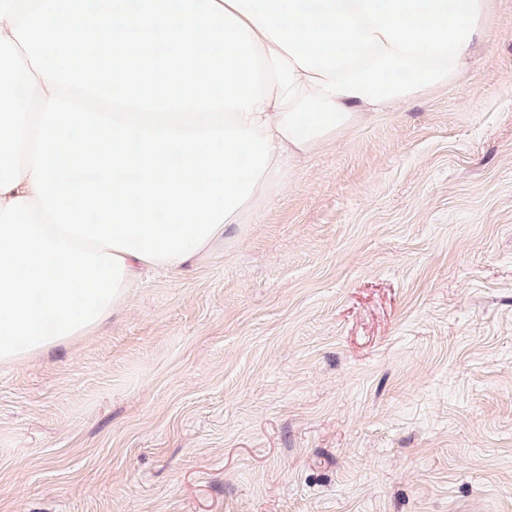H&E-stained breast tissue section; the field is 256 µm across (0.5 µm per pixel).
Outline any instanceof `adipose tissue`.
I'll use <instances>...</instances> for the list:
<instances>
[{
    "mask_svg": "<svg viewBox=\"0 0 512 512\" xmlns=\"http://www.w3.org/2000/svg\"><path fill=\"white\" fill-rule=\"evenodd\" d=\"M491 7L0 0V362L96 326L141 269L230 248L323 145L456 81Z\"/></svg>",
    "mask_w": 512,
    "mask_h": 512,
    "instance_id": "1",
    "label": "adipose tissue"
}]
</instances>
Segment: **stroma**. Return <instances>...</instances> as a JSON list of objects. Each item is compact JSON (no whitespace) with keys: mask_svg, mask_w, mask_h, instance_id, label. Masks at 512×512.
<instances>
[{"mask_svg":"<svg viewBox=\"0 0 512 512\" xmlns=\"http://www.w3.org/2000/svg\"><path fill=\"white\" fill-rule=\"evenodd\" d=\"M0 512H512V0L232 249L0 363Z\"/></svg>","mask_w":512,"mask_h":512,"instance_id":"obj_1","label":"stroma"}]
</instances>
